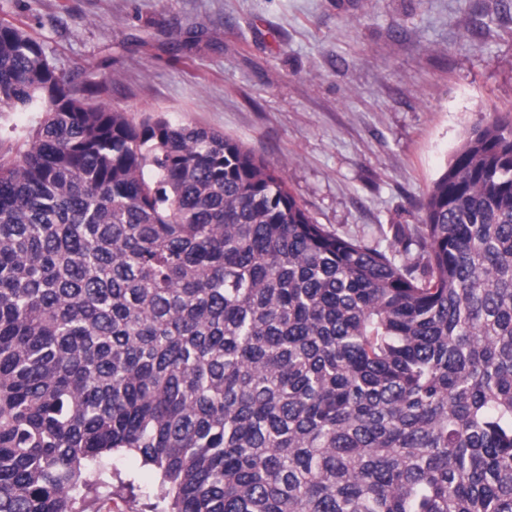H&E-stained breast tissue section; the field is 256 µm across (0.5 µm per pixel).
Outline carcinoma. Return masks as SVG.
Listing matches in <instances>:
<instances>
[{
	"instance_id": "1",
	"label": "carcinoma",
	"mask_w": 512,
	"mask_h": 512,
	"mask_svg": "<svg viewBox=\"0 0 512 512\" xmlns=\"http://www.w3.org/2000/svg\"><path fill=\"white\" fill-rule=\"evenodd\" d=\"M0 22V512H512V113L396 230L315 223L281 170L136 120ZM96 480L89 482L84 472ZM41 118V112H0V154L18 159L27 132L35 128ZM112 470L121 473L123 479L133 475L136 488L133 493L120 489L114 481L112 489V512H150L147 505L155 502L160 492L159 480L152 467L144 466L141 459L125 451H114L111 457Z\"/></svg>"
}]
</instances>
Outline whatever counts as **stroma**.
Masks as SVG:
<instances>
[{
  "label": "stroma",
  "mask_w": 512,
  "mask_h": 512,
  "mask_svg": "<svg viewBox=\"0 0 512 512\" xmlns=\"http://www.w3.org/2000/svg\"><path fill=\"white\" fill-rule=\"evenodd\" d=\"M0 21L133 117L239 140L316 223L387 252L469 131L512 109V0H0ZM41 118L0 112V154ZM111 461L136 479L112 512H149L152 467Z\"/></svg>",
  "instance_id": "35a3bbf8"
}]
</instances>
